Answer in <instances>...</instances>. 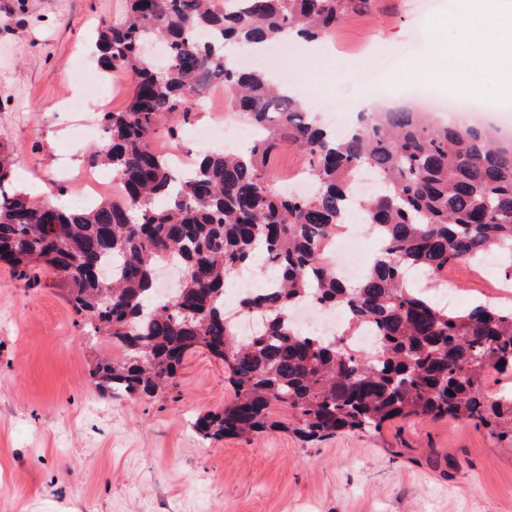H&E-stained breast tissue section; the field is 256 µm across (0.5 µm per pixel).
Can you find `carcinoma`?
<instances>
[{"label": "carcinoma", "instance_id": "cac0c4a2", "mask_svg": "<svg viewBox=\"0 0 512 512\" xmlns=\"http://www.w3.org/2000/svg\"><path fill=\"white\" fill-rule=\"evenodd\" d=\"M370 2L123 0L122 17L98 29L97 63L108 77L129 76L131 93L123 110L100 113L104 136L83 156L119 181L116 198L80 209L36 201L0 144V264L28 281L52 271L84 335L112 337L121 359L99 358L92 371L103 395L175 390L178 369L203 350L224 364L233 392L195 419L206 441L280 430L313 442L412 416L471 420L512 438V394L486 392L490 374H512V308L478 300L454 311L429 294L448 285L449 266L490 254L512 279V142L487 125L385 109L338 138L263 71L224 61L230 44L267 45L288 30L325 38ZM154 40L166 45L162 67L142 53ZM216 81L249 120L251 145L200 152L179 169L154 133L197 119ZM288 146L307 155L308 196L273 186L275 156ZM364 168L381 186L367 199L353 194ZM352 212L379 239L354 285L327 259ZM258 257L277 284L239 300V312L263 323L245 339L224 318V290ZM171 260L184 277L169 299L154 283ZM308 299L346 312L339 340L293 328L291 310ZM368 324L376 347L351 349Z\"/></svg>", "mask_w": 512, "mask_h": 512}]
</instances>
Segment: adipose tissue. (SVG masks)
<instances>
[{
    "instance_id": "ef3b65f1",
    "label": "adipose tissue",
    "mask_w": 512,
    "mask_h": 512,
    "mask_svg": "<svg viewBox=\"0 0 512 512\" xmlns=\"http://www.w3.org/2000/svg\"><path fill=\"white\" fill-rule=\"evenodd\" d=\"M459 36L454 61L448 67V83L471 91L496 85L512 89V78L490 69L487 59L512 46V0H492L484 14L464 16L449 10L445 20Z\"/></svg>"
}]
</instances>
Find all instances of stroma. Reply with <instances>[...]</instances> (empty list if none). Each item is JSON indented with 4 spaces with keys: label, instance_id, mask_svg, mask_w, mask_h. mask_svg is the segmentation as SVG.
Segmentation results:
<instances>
[{
    "label": "stroma",
    "instance_id": "35a3bbf8",
    "mask_svg": "<svg viewBox=\"0 0 512 512\" xmlns=\"http://www.w3.org/2000/svg\"><path fill=\"white\" fill-rule=\"evenodd\" d=\"M119 8L0 0V141L35 194L55 190L60 152L78 165L93 142L73 137L61 105L79 92L73 69L90 60L98 25ZM427 24L415 0H372L331 33L329 52L292 45L279 77L331 124L376 85L403 104L397 76L423 59ZM394 51L396 65L382 68ZM337 70L351 79L332 83ZM497 275L450 267L449 308L496 300ZM77 320L57 276L30 285L0 266V512H512V440L473 421L411 417L315 443L278 431L205 442L190 421L230 399L221 363L192 355L175 397L107 398L91 370L121 353L108 337L82 339Z\"/></svg>",
    "mask_w": 512,
    "mask_h": 512
}]
</instances>
